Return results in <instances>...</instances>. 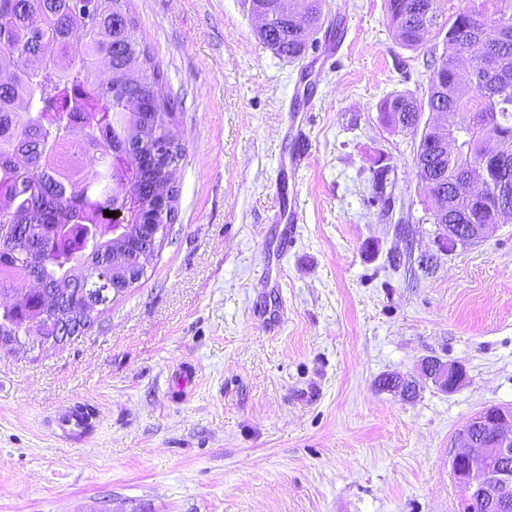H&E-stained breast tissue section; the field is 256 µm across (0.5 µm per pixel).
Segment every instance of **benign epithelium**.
Segmentation results:
<instances>
[{
	"mask_svg": "<svg viewBox=\"0 0 512 512\" xmlns=\"http://www.w3.org/2000/svg\"><path fill=\"white\" fill-rule=\"evenodd\" d=\"M438 245L450 238L457 243H475L484 239L491 228L489 224H441ZM113 271L120 272L112 277V287L95 291L77 290L69 298L66 315L52 321L53 335L48 342L57 345L74 337L69 318L82 308L94 314L100 307H106L144 276L145 266L139 262L132 266L123 259L112 260ZM425 373L433 379V384L443 390L453 392L466 380L464 367L456 362H444L433 358L421 362ZM483 428L494 431L491 442H480L475 433ZM449 461L453 480L460 494L467 500L482 505L487 512H512V408L491 406L472 416L456 436L455 448L449 451Z\"/></svg>",
	"mask_w": 512,
	"mask_h": 512,
	"instance_id": "obj_1",
	"label": "benign epithelium"
}]
</instances>
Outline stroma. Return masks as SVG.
Segmentation results:
<instances>
[{
	"instance_id": "stroma-1",
	"label": "stroma",
	"mask_w": 512,
	"mask_h": 512,
	"mask_svg": "<svg viewBox=\"0 0 512 512\" xmlns=\"http://www.w3.org/2000/svg\"><path fill=\"white\" fill-rule=\"evenodd\" d=\"M185 156L178 217L146 276L82 336L0 349V512H458L448 450L512 407V221L439 251L418 136L379 104L423 97L421 49L385 0H326L321 53L278 56L243 0H129ZM310 111L309 165L280 184ZM388 167L382 199L374 174ZM299 212L281 251L280 199ZM453 392L382 390L422 358ZM91 425L61 439L56 415ZM420 365L426 374H430L433 384L448 392L457 390L467 377L464 367L456 362H444L432 358L426 362L421 361Z\"/></svg>"
}]
</instances>
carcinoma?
I'll return each instance as SVG.
<instances>
[{"instance_id": "1", "label": "carcinoma", "mask_w": 512, "mask_h": 512, "mask_svg": "<svg viewBox=\"0 0 512 512\" xmlns=\"http://www.w3.org/2000/svg\"><path fill=\"white\" fill-rule=\"evenodd\" d=\"M77 0H0V294L17 280L38 284L19 304L0 310V344L24 333L42 336L61 302V288H84L89 278L112 276L115 253L136 262L138 248L112 237L106 210L119 209L129 225L157 219L154 189L169 185L170 209L179 189L173 176L183 159L174 106L162 94L163 72L150 48L137 36L138 20L127 0H92L85 13ZM447 0H386L395 39L405 48L423 45L422 31L445 32L443 52L430 53L426 98L410 93L387 96L381 117L395 115L397 131L420 134L415 158L422 181L448 174L445 223L464 222L477 210L478 223L496 224L495 191L512 177V0H495L496 17L484 14L485 0L445 15ZM324 0H249V10L269 18L258 30L277 55L296 59L306 53L311 34L322 28ZM477 52L473 74L463 76V56ZM448 113V127L420 125L424 111ZM83 139L72 138L75 128ZM461 134L455 155L434 152L452 130ZM494 134L503 153L484 166L480 136ZM98 154L87 167L85 150ZM481 181L488 193L471 196L468 182ZM69 244L50 252L48 234ZM423 380L405 382L383 375L378 385L418 396Z\"/></svg>"}]
</instances>
